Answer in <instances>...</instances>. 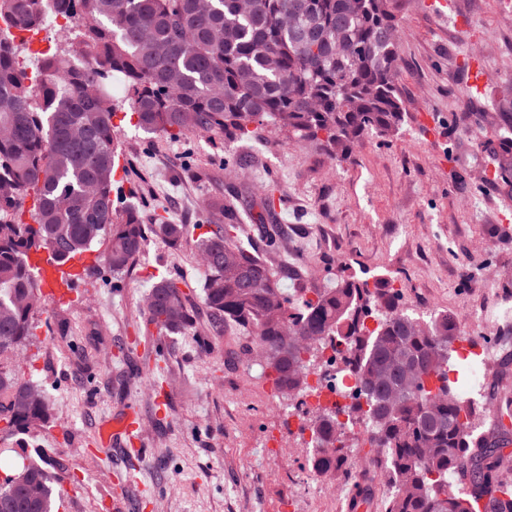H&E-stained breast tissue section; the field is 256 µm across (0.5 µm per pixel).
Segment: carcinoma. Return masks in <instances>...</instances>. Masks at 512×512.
<instances>
[{
  "label": "carcinoma",
  "instance_id": "obj_1",
  "mask_svg": "<svg viewBox=\"0 0 512 512\" xmlns=\"http://www.w3.org/2000/svg\"><path fill=\"white\" fill-rule=\"evenodd\" d=\"M43 0H0L6 28L36 29ZM71 24L68 49L44 55L30 77L17 48L0 38V443L39 435L53 416L43 392L20 377V358L43 307L42 281L32 254L64 265L107 241L102 262L118 276L141 254L147 232L177 244L185 224L161 217L143 224L123 201L115 180L122 150L114 117L112 78L126 87L125 103L148 134L176 138L222 134L253 139L286 133L320 146L337 161L350 158L368 134L388 138L404 121L395 77L400 52L397 0H51ZM319 33L314 48L301 36ZM79 47L83 64L72 60ZM512 113L482 116L475 136L492 135L494 177L504 194L512 186ZM32 199L29 220L21 218ZM245 228L231 201L210 204L214 228L198 239L210 262L202 299L211 329L251 339L271 368L268 376L289 399L311 374L304 337L343 336V362L358 387L353 414L368 407L363 444L369 464L391 487L385 512H512V468L504 448L512 434L497 427L472 437L474 418L499 414L462 399L448 370L461 338L453 313L424 322L387 280L353 275L322 288L280 286L269 259L280 249L282 225L270 196ZM179 278L150 291L145 316L165 336L195 328L191 296ZM313 296H307V292ZM308 428L317 448L308 462L322 478L345 476L357 465L336 413L321 409ZM47 450L0 471V512H59L65 495L49 470ZM464 482L448 489V473Z\"/></svg>",
  "mask_w": 512,
  "mask_h": 512
}]
</instances>
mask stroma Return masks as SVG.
<instances>
[{
    "instance_id": "1",
    "label": "stroma",
    "mask_w": 512,
    "mask_h": 512,
    "mask_svg": "<svg viewBox=\"0 0 512 512\" xmlns=\"http://www.w3.org/2000/svg\"><path fill=\"white\" fill-rule=\"evenodd\" d=\"M398 0L402 129L366 135L337 162L280 133L259 140L148 134L129 109L117 113L123 196L144 218L161 214L190 233L178 245L148 237L120 285L90 267L71 295L35 318L22 369L55 404L23 455L54 451L65 512H349L355 484L384 512L390 487L375 471L334 482L310 475L303 441L284 424L283 402L265 397L258 366L227 336L196 330L162 336L142 313L153 284L183 279L197 289L207 270L195 240L210 230L207 205L237 195L248 213L266 190L288 227L282 287L319 288L326 272L384 276L403 286L411 311L455 313L463 335L512 368V321L491 311L512 300V198L486 180L489 151L473 114L496 112L512 93V0ZM493 94H468L470 65ZM135 412L132 444L101 442L115 418ZM281 438L265 450L263 436Z\"/></svg>"
}]
</instances>
